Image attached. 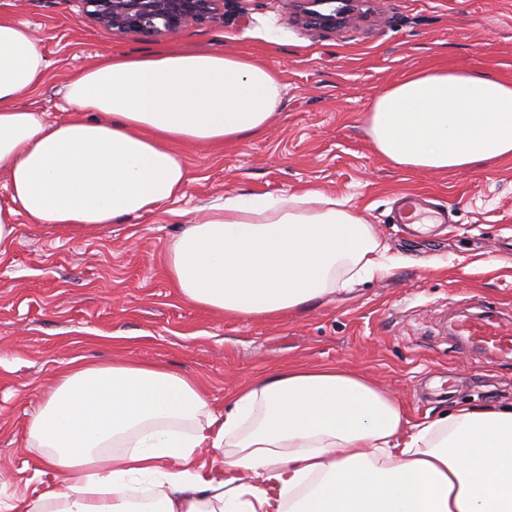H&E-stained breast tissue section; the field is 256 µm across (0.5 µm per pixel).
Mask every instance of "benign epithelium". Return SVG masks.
<instances>
[{"mask_svg": "<svg viewBox=\"0 0 512 512\" xmlns=\"http://www.w3.org/2000/svg\"><path fill=\"white\" fill-rule=\"evenodd\" d=\"M228 0H80L83 18L116 36L154 39L189 25L224 22ZM298 14L314 25L334 29L349 7L335 0H298Z\"/></svg>", "mask_w": 512, "mask_h": 512, "instance_id": "obj_1", "label": "benign epithelium"}]
</instances>
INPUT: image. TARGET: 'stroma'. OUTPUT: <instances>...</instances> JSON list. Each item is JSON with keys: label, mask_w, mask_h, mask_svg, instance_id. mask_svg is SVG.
<instances>
[{"label": "stroma", "mask_w": 512, "mask_h": 512, "mask_svg": "<svg viewBox=\"0 0 512 512\" xmlns=\"http://www.w3.org/2000/svg\"><path fill=\"white\" fill-rule=\"evenodd\" d=\"M0 18L26 24L49 60L20 101L53 119L66 116L69 76L110 51L245 54L276 69L284 86L260 134L181 147L184 197L103 233L24 223L0 251L1 501H31L62 482L31 446L27 423L54 376L80 356L189 373L217 409L288 364L360 371L413 423L460 404H512V356L480 353L452 330L486 313L512 328V159L479 171L401 169L364 130L370 99L410 71L512 77V0H357L337 29L303 25L283 0H233L223 24L154 41L113 36L82 18L78 0H0ZM308 190L345 200L397 266L272 319H228L171 288L167 246L205 206L228 195ZM408 193L427 197L443 223H396Z\"/></svg>", "instance_id": "35a3bbf8"}]
</instances>
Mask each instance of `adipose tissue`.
I'll return each instance as SVG.
<instances>
[{"instance_id":"ef3b65f1","label":"adipose tissue","mask_w":512,"mask_h":512,"mask_svg":"<svg viewBox=\"0 0 512 512\" xmlns=\"http://www.w3.org/2000/svg\"><path fill=\"white\" fill-rule=\"evenodd\" d=\"M48 66L27 25L0 20V248L19 214L81 234L156 211L184 194L181 145L254 136L281 104L269 66L168 48L78 71L67 118L53 120L18 103ZM364 123L395 166L486 168L512 158V79L416 71L373 96ZM394 263L361 216L315 190L225 197L167 249L179 296L229 317L300 313L342 276ZM28 437L65 479L0 512H512V405L412 423L365 375L333 366L274 370L217 412L192 375L74 358ZM200 448L210 464H195Z\"/></svg>"}]
</instances>
